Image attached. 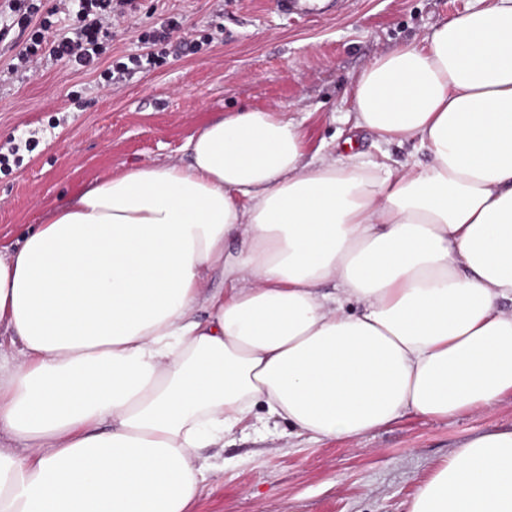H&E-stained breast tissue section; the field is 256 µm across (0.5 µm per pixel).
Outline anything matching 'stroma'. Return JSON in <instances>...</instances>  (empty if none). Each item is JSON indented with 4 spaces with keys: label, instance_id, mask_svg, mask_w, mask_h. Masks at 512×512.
<instances>
[{
    "label": "stroma",
    "instance_id": "stroma-1",
    "mask_svg": "<svg viewBox=\"0 0 512 512\" xmlns=\"http://www.w3.org/2000/svg\"><path fill=\"white\" fill-rule=\"evenodd\" d=\"M475 0H346L311 19L283 16L277 0H137V10L102 37L99 63L74 69L38 52L16 56L35 32L46 39L76 24L68 0H25L0 13V145L31 140L20 164L0 165V238L43 223L80 188L134 164L183 159L203 125L246 108H272L305 121L311 146L353 138L367 161L398 167L428 162L411 141L376 144L366 129L335 122L345 91L375 56L420 40ZM181 21L198 52L171 48L156 68L111 74L112 64L146 53L161 19ZM512 427V401L441 422L407 417L360 443L289 435H235L206 449L212 466L196 512H408L432 466L466 438Z\"/></svg>",
    "mask_w": 512,
    "mask_h": 512
}]
</instances>
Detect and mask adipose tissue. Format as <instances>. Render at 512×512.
Wrapping results in <instances>:
<instances>
[{
	"instance_id": "obj_1",
	"label": "adipose tissue",
	"mask_w": 512,
	"mask_h": 512,
	"mask_svg": "<svg viewBox=\"0 0 512 512\" xmlns=\"http://www.w3.org/2000/svg\"><path fill=\"white\" fill-rule=\"evenodd\" d=\"M346 100L431 163L312 150L248 108L0 241V512H194L203 450L258 424L358 441L512 397V0ZM409 512H512V430L463 440Z\"/></svg>"
}]
</instances>
